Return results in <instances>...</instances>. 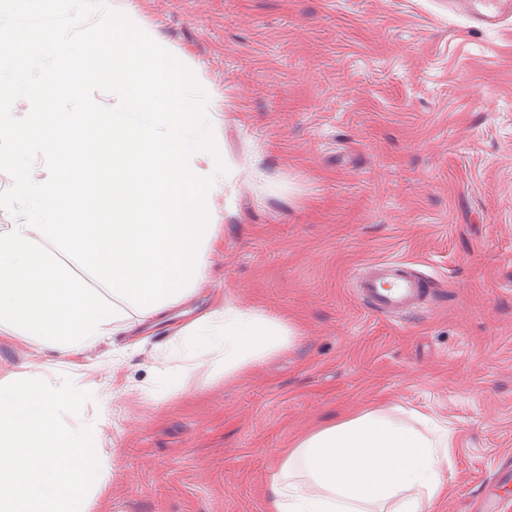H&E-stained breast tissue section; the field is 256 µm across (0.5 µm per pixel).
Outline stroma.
Returning a JSON list of instances; mask_svg holds the SVG:
<instances>
[{
	"label": "stroma",
	"mask_w": 512,
	"mask_h": 512,
	"mask_svg": "<svg viewBox=\"0 0 512 512\" xmlns=\"http://www.w3.org/2000/svg\"><path fill=\"white\" fill-rule=\"evenodd\" d=\"M199 74L227 172L209 282L142 348L77 354L0 335V386L70 379L103 422L86 512H268L281 457L332 417L405 409L452 437L435 512H512V18L445 0H109ZM399 258L432 305L373 311L349 283ZM295 341L228 379L162 391L174 327L226 302ZM448 10L467 17L477 28L490 29L512 12L510 0H448Z\"/></svg>",
	"instance_id": "stroma-1"
}]
</instances>
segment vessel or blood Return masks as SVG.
Masks as SVG:
<instances>
[{
	"instance_id": "1",
	"label": "vessel or blood",
	"mask_w": 512,
	"mask_h": 512,
	"mask_svg": "<svg viewBox=\"0 0 512 512\" xmlns=\"http://www.w3.org/2000/svg\"><path fill=\"white\" fill-rule=\"evenodd\" d=\"M451 12L463 15L477 28L489 29L512 15V0H448ZM359 297L377 310L399 315L421 310L428 285L420 271L400 259H381L351 273Z\"/></svg>"
}]
</instances>
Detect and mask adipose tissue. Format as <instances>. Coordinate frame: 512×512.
<instances>
[{
  "mask_svg": "<svg viewBox=\"0 0 512 512\" xmlns=\"http://www.w3.org/2000/svg\"><path fill=\"white\" fill-rule=\"evenodd\" d=\"M292 336L282 321L228 302L178 327L170 343L181 363L156 371L171 386L195 369L225 378L249 370ZM449 457L447 435L381 411L334 420L280 460L269 512H431Z\"/></svg>",
  "mask_w": 512,
  "mask_h": 512,
  "instance_id": "obj_1",
  "label": "adipose tissue"
}]
</instances>
